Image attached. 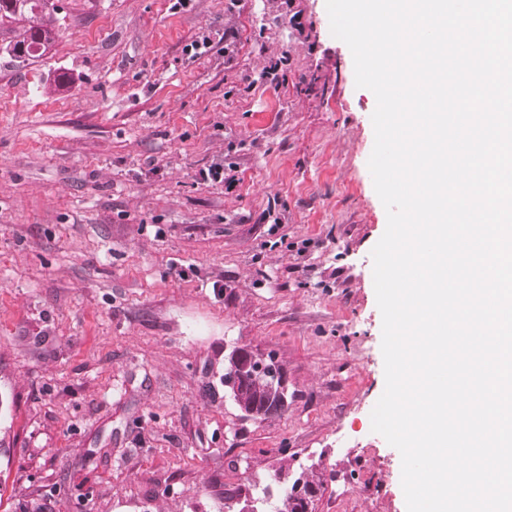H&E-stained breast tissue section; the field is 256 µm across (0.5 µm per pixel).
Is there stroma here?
Here are the masks:
<instances>
[{
  "label": "stroma",
  "instance_id": "35a3bbf8",
  "mask_svg": "<svg viewBox=\"0 0 512 512\" xmlns=\"http://www.w3.org/2000/svg\"><path fill=\"white\" fill-rule=\"evenodd\" d=\"M174 2L60 0L45 56L0 50V512H240L312 466L313 512H407L370 424L376 98L326 0ZM236 347L283 367L282 412L225 397Z\"/></svg>",
  "mask_w": 512,
  "mask_h": 512
}]
</instances>
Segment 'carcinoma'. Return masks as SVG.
Here are the masks:
<instances>
[{
	"label": "carcinoma",
	"instance_id": "carcinoma-1",
	"mask_svg": "<svg viewBox=\"0 0 512 512\" xmlns=\"http://www.w3.org/2000/svg\"><path fill=\"white\" fill-rule=\"evenodd\" d=\"M55 0H0V24L18 23L14 37L1 51L7 52L19 63L43 57L58 37ZM283 374L274 359L261 365L252 363L241 371L234 364L226 365L224 375H235L237 384L231 392L234 403L248 416L267 418L281 412L287 402L288 392L284 383L274 380L271 372ZM279 494L270 503V512H302L303 502L293 491L286 475H278Z\"/></svg>",
	"mask_w": 512,
	"mask_h": 512
}]
</instances>
